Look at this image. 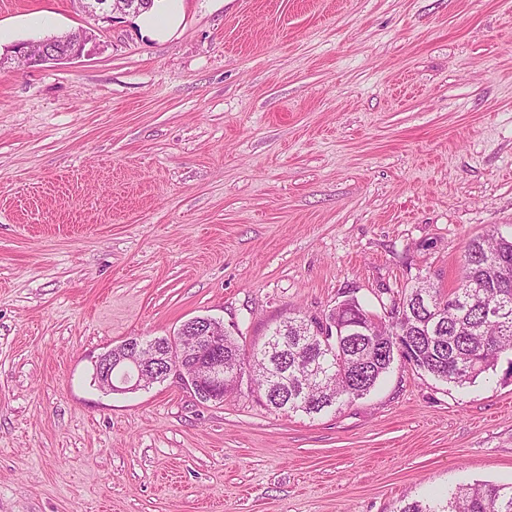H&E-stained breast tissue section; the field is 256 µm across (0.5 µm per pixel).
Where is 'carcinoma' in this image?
<instances>
[{"label": "carcinoma", "instance_id": "obj_1", "mask_svg": "<svg viewBox=\"0 0 512 512\" xmlns=\"http://www.w3.org/2000/svg\"><path fill=\"white\" fill-rule=\"evenodd\" d=\"M461 277L448 291L429 281L405 289L391 317L363 318L365 333L349 335L367 310L357 301L339 311L290 317L248 354L224 334V367L248 365L266 404L314 417L370 393L400 359L393 332L409 339L416 370L463 386L512 365V239L486 233L463 251ZM400 512H512V484L461 485L443 501H412Z\"/></svg>", "mask_w": 512, "mask_h": 512}]
</instances>
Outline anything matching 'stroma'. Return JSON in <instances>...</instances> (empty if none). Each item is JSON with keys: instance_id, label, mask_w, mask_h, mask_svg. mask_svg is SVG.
Instances as JSON below:
<instances>
[{"instance_id": "stroma-1", "label": "stroma", "mask_w": 512, "mask_h": 512, "mask_svg": "<svg viewBox=\"0 0 512 512\" xmlns=\"http://www.w3.org/2000/svg\"><path fill=\"white\" fill-rule=\"evenodd\" d=\"M95 31L0 0V512H400L512 483V367L463 388L395 361L287 416L241 385L93 383L132 336L223 321L245 348L347 298L450 289L512 236V0H162ZM12 49H14L12 52L17 60L29 64L60 60L56 59L59 57H56L55 50L47 39L37 42H18L13 45Z\"/></svg>"}]
</instances>
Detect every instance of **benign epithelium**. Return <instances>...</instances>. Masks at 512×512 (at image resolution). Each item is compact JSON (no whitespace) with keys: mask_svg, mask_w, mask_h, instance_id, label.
Masks as SVG:
<instances>
[{"mask_svg":"<svg viewBox=\"0 0 512 512\" xmlns=\"http://www.w3.org/2000/svg\"><path fill=\"white\" fill-rule=\"evenodd\" d=\"M79 10L93 21H111L114 9L139 11L141 4L123 0L107 6L99 0H76ZM93 40L89 31L77 37L69 46L66 60L83 55L87 43ZM14 57L29 64L56 60L47 40L18 42L13 45ZM146 346L138 336L124 340L96 359L100 384L110 393L136 391L155 381L168 378L188 386L205 402L224 401V324L214 318H193L181 325L176 335L169 337L163 348L153 349L155 362L145 354Z\"/></svg>","mask_w":512,"mask_h":512,"instance_id":"obj_1","label":"benign epithelium"}]
</instances>
